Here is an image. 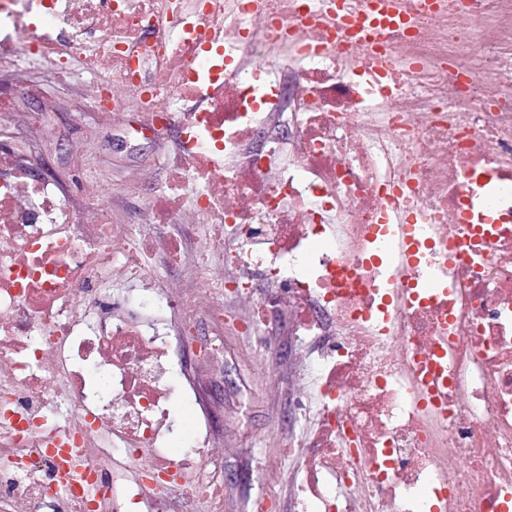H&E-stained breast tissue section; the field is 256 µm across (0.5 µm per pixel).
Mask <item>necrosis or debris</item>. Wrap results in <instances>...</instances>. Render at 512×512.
<instances>
[{
  "mask_svg": "<svg viewBox=\"0 0 512 512\" xmlns=\"http://www.w3.org/2000/svg\"><path fill=\"white\" fill-rule=\"evenodd\" d=\"M398 9L374 46L357 0H0V75L143 112L164 159L117 224L0 148V512H167L186 486L221 512L208 423L173 448L183 313L221 369L228 329L273 353V309L321 339L293 379L316 421L258 454L259 512L296 458L299 512H512V0ZM196 224L221 259L177 292L159 268Z\"/></svg>",
  "mask_w": 512,
  "mask_h": 512,
  "instance_id": "necrosis-or-debris-1",
  "label": "necrosis or debris"
}]
</instances>
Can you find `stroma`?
I'll return each instance as SVG.
<instances>
[{
  "instance_id": "35a3bbf8",
  "label": "stroma",
  "mask_w": 512,
  "mask_h": 512,
  "mask_svg": "<svg viewBox=\"0 0 512 512\" xmlns=\"http://www.w3.org/2000/svg\"><path fill=\"white\" fill-rule=\"evenodd\" d=\"M43 90L42 97L31 98L21 88H12L17 110L11 121L10 150L22 157L40 159L43 167L74 195L88 169H95L102 201L111 207L114 218L123 223L136 221L145 199L122 195L120 186L136 168L159 160L157 144L145 130L142 114L127 110L119 122L105 127L94 113L73 112L72 88L47 82ZM49 98L56 106L48 132L40 140L30 141L27 123L42 112ZM76 141L85 146L86 165L75 164L69 153L70 144ZM192 322L193 344L186 348L184 360L188 372L200 379V400L198 405L182 406L180 414L192 426L197 420L196 406L218 408L212 427L237 450L233 456L225 455L220 448L209 452L224 474V512H250L248 501L264 481L255 471V448L260 445L274 452L280 439L298 430V394L286 384L288 369L274 368L247 336L227 337L231 354L225 371L198 365L196 347L211 338L213 325L198 314Z\"/></svg>"
}]
</instances>
